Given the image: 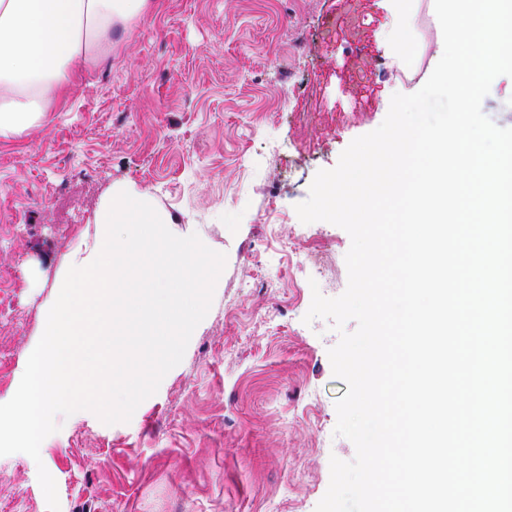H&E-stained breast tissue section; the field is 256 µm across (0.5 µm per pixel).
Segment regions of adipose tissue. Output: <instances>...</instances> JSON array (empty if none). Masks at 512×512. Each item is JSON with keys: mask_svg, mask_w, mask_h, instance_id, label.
<instances>
[{"mask_svg": "<svg viewBox=\"0 0 512 512\" xmlns=\"http://www.w3.org/2000/svg\"><path fill=\"white\" fill-rule=\"evenodd\" d=\"M151 0H0V138L41 127L76 68L111 49L112 35Z\"/></svg>", "mask_w": 512, "mask_h": 512, "instance_id": "obj_1", "label": "adipose tissue"}]
</instances>
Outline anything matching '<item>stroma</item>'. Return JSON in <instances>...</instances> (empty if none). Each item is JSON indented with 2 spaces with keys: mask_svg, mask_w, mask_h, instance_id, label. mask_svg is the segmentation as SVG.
<instances>
[{
  "mask_svg": "<svg viewBox=\"0 0 512 512\" xmlns=\"http://www.w3.org/2000/svg\"><path fill=\"white\" fill-rule=\"evenodd\" d=\"M399 0H155L106 60L76 70L44 128L0 139V404L113 190L146 194L226 264L180 364L126 423L59 418L39 459L0 456V512H315L347 385L313 289L348 284L342 228L295 211L318 170L422 85L402 79Z\"/></svg>",
  "mask_w": 512,
  "mask_h": 512,
  "instance_id": "obj_1",
  "label": "stroma"
}]
</instances>
